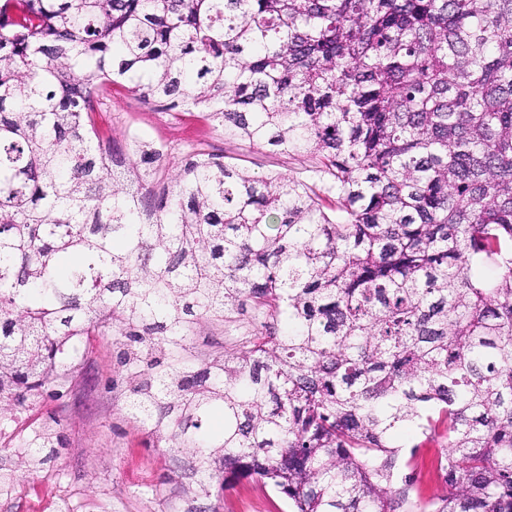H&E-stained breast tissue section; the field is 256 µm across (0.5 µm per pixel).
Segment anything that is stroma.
I'll use <instances>...</instances> for the list:
<instances>
[{
  "label": "stroma",
  "mask_w": 512,
  "mask_h": 512,
  "mask_svg": "<svg viewBox=\"0 0 512 512\" xmlns=\"http://www.w3.org/2000/svg\"><path fill=\"white\" fill-rule=\"evenodd\" d=\"M97 121L106 135L123 141L132 133L172 149L178 163L186 144L244 159L251 170L298 175L309 169L304 155H282L271 147L251 148L224 137L200 119L193 107L181 114L145 108L128 85H116ZM237 324H207L193 338L199 356L235 348ZM121 369L113 337L94 336L85 346L76 385L63 398H38L0 419V429L24 439L41 423L56 419L63 437L58 455L28 469L23 448L0 453V475L16 474L17 485L43 495L63 493L70 512H289L288 502L270 487L242 481L203 496L191 471L188 448L148 447V433L128 418L121 390L110 388Z\"/></svg>",
  "instance_id": "35a3bbf8"
}]
</instances>
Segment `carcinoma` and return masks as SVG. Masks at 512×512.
Instances as JSON below:
<instances>
[{
	"mask_svg": "<svg viewBox=\"0 0 512 512\" xmlns=\"http://www.w3.org/2000/svg\"><path fill=\"white\" fill-rule=\"evenodd\" d=\"M122 81L314 166L172 173L96 127ZM248 303L242 347L195 355ZM109 335L201 493L512 512V0H0V399L61 396ZM406 433L448 438L429 500ZM58 444L43 423L30 465Z\"/></svg>",
	"mask_w": 512,
	"mask_h": 512,
	"instance_id": "cac0c4a2",
	"label": "carcinoma"
}]
</instances>
